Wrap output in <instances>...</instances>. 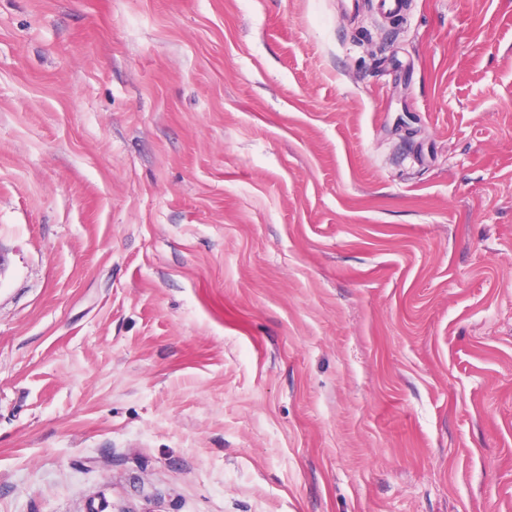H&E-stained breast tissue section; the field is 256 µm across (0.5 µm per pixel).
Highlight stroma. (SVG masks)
Wrapping results in <instances>:
<instances>
[{
  "label": "stroma",
  "mask_w": 512,
  "mask_h": 512,
  "mask_svg": "<svg viewBox=\"0 0 512 512\" xmlns=\"http://www.w3.org/2000/svg\"><path fill=\"white\" fill-rule=\"evenodd\" d=\"M0 512H512V0H0Z\"/></svg>",
  "instance_id": "35a3bbf8"
}]
</instances>
